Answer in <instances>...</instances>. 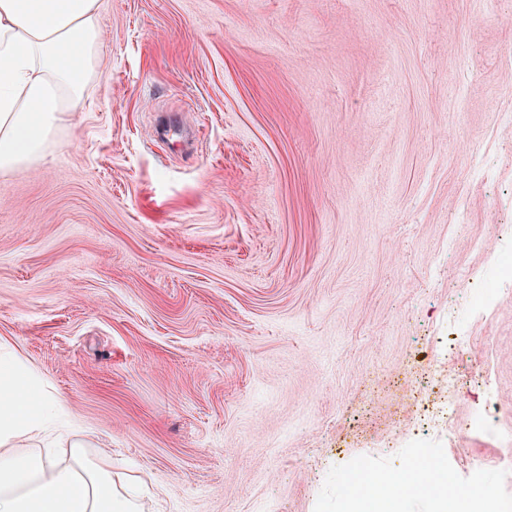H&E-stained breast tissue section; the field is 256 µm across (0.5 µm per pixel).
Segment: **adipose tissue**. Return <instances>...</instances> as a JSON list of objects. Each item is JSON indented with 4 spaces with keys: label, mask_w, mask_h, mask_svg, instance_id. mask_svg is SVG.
<instances>
[{
    "label": "adipose tissue",
    "mask_w": 512,
    "mask_h": 512,
    "mask_svg": "<svg viewBox=\"0 0 512 512\" xmlns=\"http://www.w3.org/2000/svg\"><path fill=\"white\" fill-rule=\"evenodd\" d=\"M99 0H0V176L35 168L102 72ZM65 402L0 349V512H142L137 480L92 458ZM66 429L68 460L50 437Z\"/></svg>",
    "instance_id": "ef3b65f1"
}]
</instances>
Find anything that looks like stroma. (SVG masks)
<instances>
[{
	"instance_id": "stroma-1",
	"label": "stroma",
	"mask_w": 512,
	"mask_h": 512,
	"mask_svg": "<svg viewBox=\"0 0 512 512\" xmlns=\"http://www.w3.org/2000/svg\"><path fill=\"white\" fill-rule=\"evenodd\" d=\"M100 8L102 79L0 176V344L91 455L144 512H343L357 460L419 454L512 491V284L471 311L512 243V0ZM484 385L487 388L485 405L477 411L468 423L467 431L476 435H494L498 431L491 409L495 408L494 394L486 378H483Z\"/></svg>"
}]
</instances>
